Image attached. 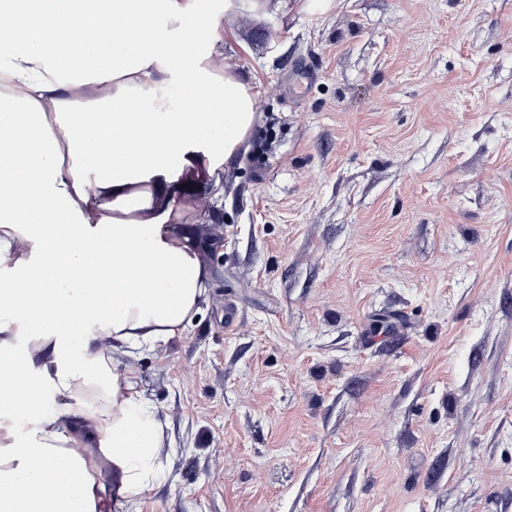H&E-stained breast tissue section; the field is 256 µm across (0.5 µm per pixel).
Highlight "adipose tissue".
I'll return each instance as SVG.
<instances>
[{
    "label": "adipose tissue",
    "instance_id": "obj_1",
    "mask_svg": "<svg viewBox=\"0 0 512 512\" xmlns=\"http://www.w3.org/2000/svg\"><path fill=\"white\" fill-rule=\"evenodd\" d=\"M7 2L17 24L0 30V386L24 392L0 400V512H127L156 479L163 423L112 352L181 335L198 314L209 270L180 228L185 201L223 193L257 94L200 0ZM74 26L86 31L78 44L64 37ZM200 28L209 53L181 49ZM174 81L209 111L173 110L162 90ZM135 95L150 110L130 111ZM93 128L111 136V162L89 151ZM99 333L112 350L95 346ZM24 421L35 430L18 433Z\"/></svg>",
    "mask_w": 512,
    "mask_h": 512
}]
</instances>
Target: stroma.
Here are the masks:
<instances>
[{
    "mask_svg": "<svg viewBox=\"0 0 512 512\" xmlns=\"http://www.w3.org/2000/svg\"><path fill=\"white\" fill-rule=\"evenodd\" d=\"M206 8L257 111L129 512H512V0Z\"/></svg>",
    "mask_w": 512,
    "mask_h": 512,
    "instance_id": "obj_1",
    "label": "stroma"
}]
</instances>
